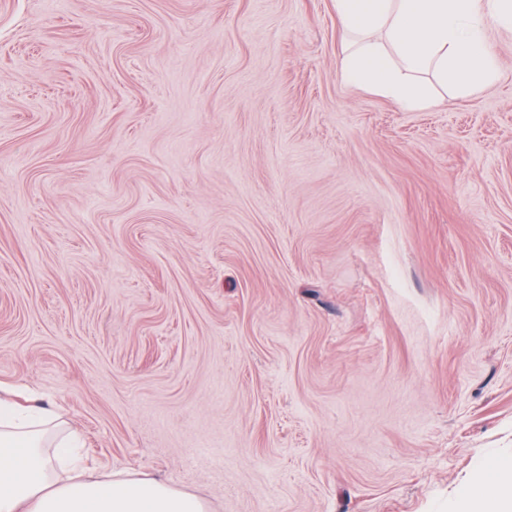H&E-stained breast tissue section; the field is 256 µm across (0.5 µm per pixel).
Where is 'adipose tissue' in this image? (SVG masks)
<instances>
[{
	"label": "adipose tissue",
	"mask_w": 512,
	"mask_h": 512,
	"mask_svg": "<svg viewBox=\"0 0 512 512\" xmlns=\"http://www.w3.org/2000/svg\"><path fill=\"white\" fill-rule=\"evenodd\" d=\"M348 42L340 67L354 87L418 109L430 83L467 91L497 77L490 23L512 28V0H334ZM59 416L0 388V512H207L203 500L146 475L89 473ZM457 512H512V466L471 485Z\"/></svg>",
	"instance_id": "adipose-tissue-1"
}]
</instances>
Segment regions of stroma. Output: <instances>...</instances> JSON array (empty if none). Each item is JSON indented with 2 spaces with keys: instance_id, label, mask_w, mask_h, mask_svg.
Here are the masks:
<instances>
[{
  "instance_id": "obj_1",
  "label": "stroma",
  "mask_w": 512,
  "mask_h": 512,
  "mask_svg": "<svg viewBox=\"0 0 512 512\" xmlns=\"http://www.w3.org/2000/svg\"><path fill=\"white\" fill-rule=\"evenodd\" d=\"M409 111L333 0H0V386L209 512H454L512 461V30Z\"/></svg>"
}]
</instances>
